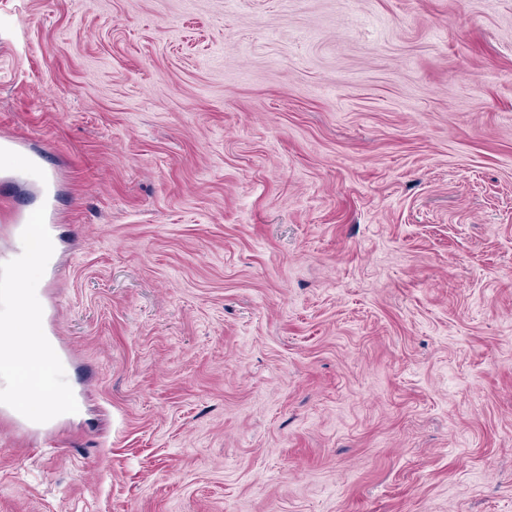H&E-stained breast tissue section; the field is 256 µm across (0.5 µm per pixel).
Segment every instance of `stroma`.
I'll use <instances>...</instances> for the list:
<instances>
[{
  "label": "stroma",
  "mask_w": 512,
  "mask_h": 512,
  "mask_svg": "<svg viewBox=\"0 0 512 512\" xmlns=\"http://www.w3.org/2000/svg\"><path fill=\"white\" fill-rule=\"evenodd\" d=\"M77 405L0 512H512V0H0Z\"/></svg>",
  "instance_id": "35a3bbf8"
}]
</instances>
